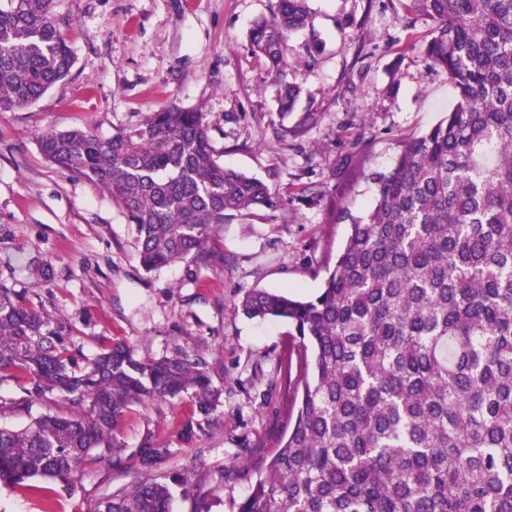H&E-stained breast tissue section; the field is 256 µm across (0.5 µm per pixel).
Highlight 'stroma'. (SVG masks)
Wrapping results in <instances>:
<instances>
[{
	"label": "stroma",
	"instance_id": "35a3bbf8",
	"mask_svg": "<svg viewBox=\"0 0 512 512\" xmlns=\"http://www.w3.org/2000/svg\"><path fill=\"white\" fill-rule=\"evenodd\" d=\"M276 2L55 0L75 65L35 103L0 112V283L82 356L115 339L143 359L181 351L222 396L208 417L187 399L134 407L120 425L121 467L85 464L50 504L0 488V512H92L146 474L174 482L173 512H193L194 491L225 512L247 492L245 465L272 451L293 406L281 371L289 326L245 317L240 300L254 289L315 295L348 234L340 209L368 210V173L391 168L398 141L455 102L425 55L432 23L407 14L406 0H308V30L286 43L301 98L279 119L273 77L247 42ZM173 104L204 112L225 167L263 180L279 203L227 218L209 243L215 261L148 273L119 201L48 163L37 136L81 128L108 138ZM149 431L172 454L146 472L134 451Z\"/></svg>",
	"mask_w": 512,
	"mask_h": 512
}]
</instances>
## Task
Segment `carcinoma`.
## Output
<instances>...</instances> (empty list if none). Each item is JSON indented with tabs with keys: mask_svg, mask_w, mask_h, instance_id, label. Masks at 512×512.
<instances>
[{
	"mask_svg": "<svg viewBox=\"0 0 512 512\" xmlns=\"http://www.w3.org/2000/svg\"><path fill=\"white\" fill-rule=\"evenodd\" d=\"M433 22L426 55L456 90L448 115L398 142L386 171L367 174L374 204L344 209L350 233L308 300L246 293L249 318L294 328L295 411L273 451L245 471L229 512H512V0H409ZM307 0H277L248 40L279 87L276 112L295 109L288 36L309 24ZM75 58L54 0H0V111L39 99ZM43 158L112 193L136 228L142 266L207 246L224 220L276 196L227 169L205 114L172 105L104 139L72 129L38 136ZM59 328L0 284V381L31 411L54 396L67 416L0 426V484L48 499L73 489L88 462L121 464L119 428L137 405L191 398L220 403L209 372L183 354L142 360L116 341L83 359ZM151 468L172 450L149 431L137 449ZM166 482L140 478L93 512H171Z\"/></svg>",
	"mask_w": 512,
	"mask_h": 512,
	"instance_id": "cac0c4a2",
	"label": "carcinoma"
}]
</instances>
